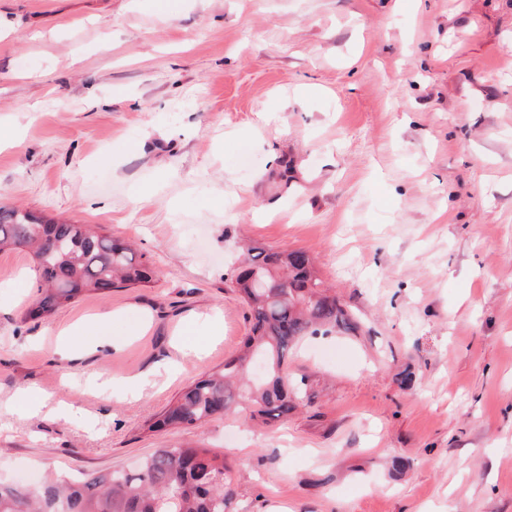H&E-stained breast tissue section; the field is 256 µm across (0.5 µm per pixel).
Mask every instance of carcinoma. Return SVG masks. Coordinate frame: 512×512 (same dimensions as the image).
<instances>
[{"mask_svg": "<svg viewBox=\"0 0 512 512\" xmlns=\"http://www.w3.org/2000/svg\"><path fill=\"white\" fill-rule=\"evenodd\" d=\"M20 247L32 249L39 272L37 315H49L85 292L108 295L153 275L121 239L85 224H57L0 206V250ZM249 251L250 263L235 276L251 322L245 354L193 379L148 424L149 431L194 426L236 408L265 423L284 419L304 402L288 373L295 345L308 335L358 329V317L324 289L307 252ZM249 354L265 359L261 381L250 377ZM232 500L224 462L199 445L158 448L134 471L0 483V512H230Z\"/></svg>", "mask_w": 512, "mask_h": 512, "instance_id": "carcinoma-1", "label": "carcinoma"}]
</instances>
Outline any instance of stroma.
<instances>
[{"mask_svg": "<svg viewBox=\"0 0 512 512\" xmlns=\"http://www.w3.org/2000/svg\"><path fill=\"white\" fill-rule=\"evenodd\" d=\"M164 2L0 0V205L153 271L35 318L29 251H0V482L190 443L231 512H512V0ZM255 242L312 256L360 330L294 348L288 419L148 431L238 351ZM107 312L108 348L65 358Z\"/></svg>", "mask_w": 512, "mask_h": 512, "instance_id": "35a3bbf8", "label": "stroma"}]
</instances>
